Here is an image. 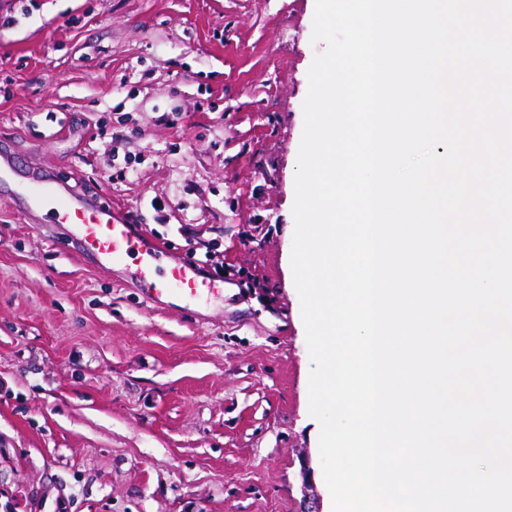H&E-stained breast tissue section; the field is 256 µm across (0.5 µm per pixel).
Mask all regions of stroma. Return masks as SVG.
I'll return each mask as SVG.
<instances>
[{
	"instance_id": "1",
	"label": "stroma",
	"mask_w": 512,
	"mask_h": 512,
	"mask_svg": "<svg viewBox=\"0 0 512 512\" xmlns=\"http://www.w3.org/2000/svg\"><path fill=\"white\" fill-rule=\"evenodd\" d=\"M315 0H0V142L224 292L163 309L0 192V512H329L291 269Z\"/></svg>"
}]
</instances>
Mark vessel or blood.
<instances>
[{
	"mask_svg": "<svg viewBox=\"0 0 512 512\" xmlns=\"http://www.w3.org/2000/svg\"><path fill=\"white\" fill-rule=\"evenodd\" d=\"M1 183L13 185L19 206L30 216L55 211L69 238L99 265L123 268L134 264V284L148 303L156 305L168 297L192 301L223 290L219 280L204 276L202 263L163 262L162 247L138 231L123 212L29 166L20 153L8 147L0 148Z\"/></svg>",
	"mask_w": 512,
	"mask_h": 512,
	"instance_id": "1",
	"label": "vessel or blood"
}]
</instances>
